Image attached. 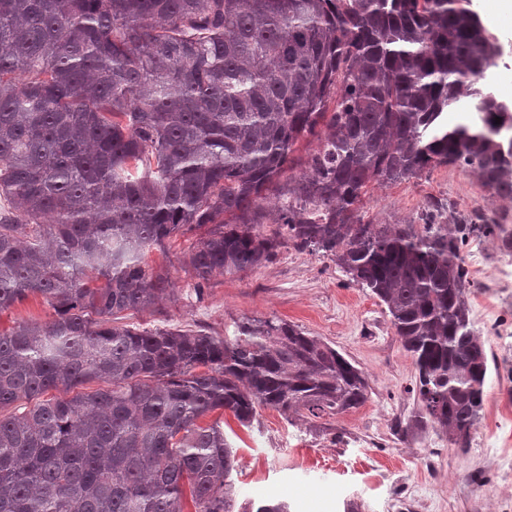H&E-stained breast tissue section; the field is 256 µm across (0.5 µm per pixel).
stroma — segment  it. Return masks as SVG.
<instances>
[{
	"mask_svg": "<svg viewBox=\"0 0 512 512\" xmlns=\"http://www.w3.org/2000/svg\"><path fill=\"white\" fill-rule=\"evenodd\" d=\"M430 199L451 202L458 217L496 210L512 230V201L452 166L406 182L370 184L362 209L377 224L414 222ZM206 232L202 226L180 233L146 252V263L169 277L173 292L152 307L125 312L124 324L221 338L235 335L245 319L278 318L328 342L364 371L370 387L362 406L324 423L261 406L244 427L232 414L214 411L239 458L233 474L239 502L282 500L289 512H336L349 501L359 512H398L405 502L415 512H512V248L501 236L472 237L462 248L489 374L482 418L460 449L421 423L416 366L369 289L330 257L290 246L259 268L198 279L189 256Z\"/></svg>",
	"mask_w": 512,
	"mask_h": 512,
	"instance_id": "35a3bbf8",
	"label": "stroma"
}]
</instances>
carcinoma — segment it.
<instances>
[{
	"instance_id": "obj_1",
	"label": "carcinoma",
	"mask_w": 512,
	"mask_h": 512,
	"mask_svg": "<svg viewBox=\"0 0 512 512\" xmlns=\"http://www.w3.org/2000/svg\"><path fill=\"white\" fill-rule=\"evenodd\" d=\"M501 54L469 0H0V311L40 295L56 313L0 332V409L23 406L0 416V512H182L186 483L196 512H236V452L201 417L367 401L360 368L284 320L224 338L121 323L172 292L145 250L203 224L199 279L290 243L370 289L423 418L464 446L488 357L461 249L497 216L451 224L430 201L417 224H375L360 203L437 166L512 198V104L484 87ZM308 138L268 236L264 191Z\"/></svg>"
}]
</instances>
